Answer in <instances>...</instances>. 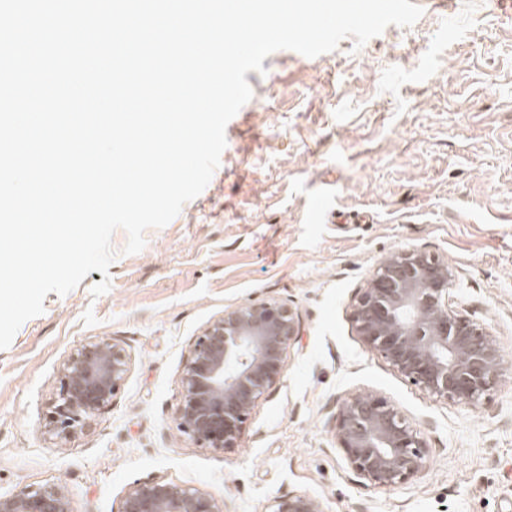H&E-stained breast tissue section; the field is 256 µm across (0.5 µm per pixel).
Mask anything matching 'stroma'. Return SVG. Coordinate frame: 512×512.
Here are the masks:
<instances>
[{
    "label": "stroma",
    "instance_id": "obj_1",
    "mask_svg": "<svg viewBox=\"0 0 512 512\" xmlns=\"http://www.w3.org/2000/svg\"><path fill=\"white\" fill-rule=\"evenodd\" d=\"M412 2L413 26L362 48L279 50L248 72L253 96L205 190L139 253L116 230L108 273L48 293L0 350V495L59 480L72 512H121L133 486L164 480L224 512L299 493L320 512H512V27L494 0ZM320 191L330 213L316 224ZM412 246L448 262L455 308L502 350L501 382L479 406L433 400L357 334V294ZM250 300L292 306L301 334L240 447H199L173 422L183 364L211 321ZM101 337L129 352L125 384L86 432L56 439L44 424L61 364ZM359 394L422 432V474L386 490L351 470L333 427Z\"/></svg>",
    "mask_w": 512,
    "mask_h": 512
}]
</instances>
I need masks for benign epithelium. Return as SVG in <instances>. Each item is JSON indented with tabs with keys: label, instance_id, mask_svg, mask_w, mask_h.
<instances>
[{
	"label": "benign epithelium",
	"instance_id": "benign-epithelium-1",
	"mask_svg": "<svg viewBox=\"0 0 512 512\" xmlns=\"http://www.w3.org/2000/svg\"><path fill=\"white\" fill-rule=\"evenodd\" d=\"M448 263L421 248H401L380 262L361 289L353 319L358 336L429 397L477 406L493 390L502 354L486 327L455 307ZM300 336L299 316L283 303L248 301L210 322L191 345L180 375L174 420L203 448L239 447L261 397L275 389ZM131 357L105 338L85 342L64 360L45 429L72 438L120 392ZM334 436L353 472L371 486L395 488L423 473L427 441L401 411L374 395L337 408ZM0 512H71L61 482L0 496ZM122 512H223L213 500L174 482L131 488ZM270 512H318L305 494L280 497Z\"/></svg>",
	"mask_w": 512,
	"mask_h": 512
}]
</instances>
